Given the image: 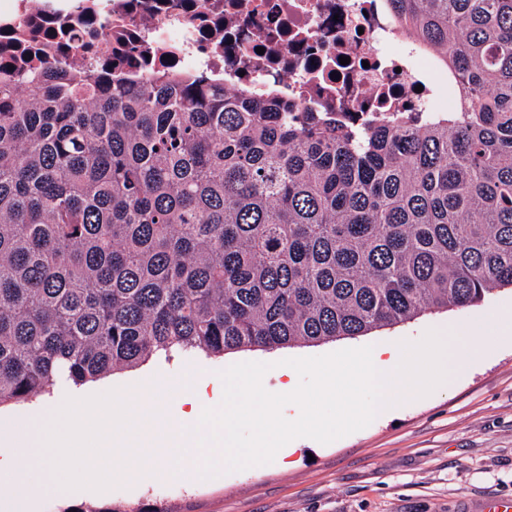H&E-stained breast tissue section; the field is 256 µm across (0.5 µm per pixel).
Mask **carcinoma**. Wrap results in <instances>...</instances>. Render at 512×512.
<instances>
[{
	"label": "carcinoma",
	"instance_id": "cac0c4a2",
	"mask_svg": "<svg viewBox=\"0 0 512 512\" xmlns=\"http://www.w3.org/2000/svg\"><path fill=\"white\" fill-rule=\"evenodd\" d=\"M460 109L369 125L0 53V404L173 349L315 344L512 285V0H389Z\"/></svg>",
	"mask_w": 512,
	"mask_h": 512
}]
</instances>
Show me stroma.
<instances>
[{
    "label": "stroma",
    "instance_id": "stroma-1",
    "mask_svg": "<svg viewBox=\"0 0 512 512\" xmlns=\"http://www.w3.org/2000/svg\"><path fill=\"white\" fill-rule=\"evenodd\" d=\"M512 321V286L495 287L477 304L428 310L361 336L274 350H242L221 357L202 353L150 358L140 366L91 382V389L135 391L187 373L210 376L224 365L325 355L344 348L402 340L417 342L433 329L473 344L481 316ZM283 460L192 485L123 481L107 497L88 491L60 495L47 487L35 512H479L491 498L512 496V340L494 350L475 348L471 364L449 370L428 396L410 399L367 427L321 444L294 442Z\"/></svg>",
    "mask_w": 512,
    "mask_h": 512
}]
</instances>
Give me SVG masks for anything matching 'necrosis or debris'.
<instances>
[{"mask_svg":"<svg viewBox=\"0 0 512 512\" xmlns=\"http://www.w3.org/2000/svg\"><path fill=\"white\" fill-rule=\"evenodd\" d=\"M96 19L102 52L148 55L140 74L177 67L224 92L275 91L298 112L387 118L453 112L457 87L386 0H0V26Z\"/></svg>","mask_w":512,"mask_h":512,"instance_id":"4bbe7bcc","label":"necrosis or debris"}]
</instances>
